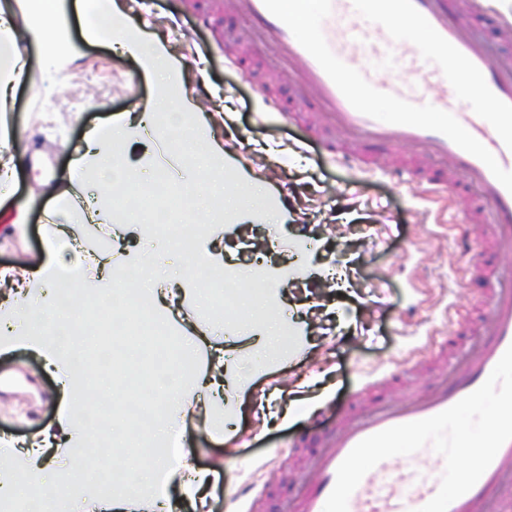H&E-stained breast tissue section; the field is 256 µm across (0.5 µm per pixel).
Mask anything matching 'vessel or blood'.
<instances>
[{"instance_id": "vessel-or-blood-1", "label": "vessel or blood", "mask_w": 512, "mask_h": 512, "mask_svg": "<svg viewBox=\"0 0 512 512\" xmlns=\"http://www.w3.org/2000/svg\"><path fill=\"white\" fill-rule=\"evenodd\" d=\"M235 7L253 34L288 62L296 88L318 99L322 122L308 127L311 138L329 150L335 136L347 138L352 148L344 163L355 167L370 161V146L393 152L411 146L393 166L394 175L410 177L423 168L426 183L444 188L464 179L476 196L464 222L486 225L480 250L512 245V54L491 58L470 34L473 21L492 13V0H319L307 35L293 31L280 0H235ZM394 16L411 29L399 41L387 31ZM398 60L406 76L379 79V71ZM434 82L445 83V93L421 106L414 86ZM462 85L481 109L460 110ZM382 100L389 101V109L379 108ZM476 273L491 297V317L447 382L425 396L363 411L356 408L358 392H351L335 435L315 458L314 478L303 484L288 512H323L339 465L361 440L439 414L487 380L512 346V285H503L493 266ZM430 457L435 467L427 475L418 462ZM444 466L428 446L408 456L401 469L384 460L364 476L348 512H417L437 493ZM448 512H512V440Z\"/></svg>"}]
</instances>
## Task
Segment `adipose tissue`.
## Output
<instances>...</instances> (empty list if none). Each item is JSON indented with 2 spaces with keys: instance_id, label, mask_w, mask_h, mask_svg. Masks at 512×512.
<instances>
[{
  "instance_id": "ef3b65f1",
  "label": "adipose tissue",
  "mask_w": 512,
  "mask_h": 512,
  "mask_svg": "<svg viewBox=\"0 0 512 512\" xmlns=\"http://www.w3.org/2000/svg\"><path fill=\"white\" fill-rule=\"evenodd\" d=\"M73 12L86 41L116 42L124 55L159 72L160 80L154 99L144 106L148 122L122 118L87 131L72 167L84 175L95 174L99 191L79 205L72 201L70 191L56 196L58 212L77 213V220L45 226L43 258L36 266L17 275L0 270V280L13 287L11 297L0 301V353L35 355L56 376L60 394L57 417L49 429L34 433L21 447L7 440L0 450V456L13 462L12 467L0 468V494L28 490L35 496L37 512H133L142 504L149 512H173L172 491L177 488L191 512H211L212 473L196 469L186 453L170 454L168 440L191 414L212 433L228 434L240 400L263 370L259 364L243 369L238 360L225 357L224 320L199 319L207 299L202 279L224 276L221 240L209 231L195 235L191 258L179 276L173 277L168 273L172 251L156 225L139 226L144 247L114 250L90 246L86 228L107 224L113 238L124 236L126 221L116 220L102 198L120 189L141 188L142 183L137 172L120 161L114 145L169 130L179 132V152L199 175L198 181H176L172 187L196 209L211 213L220 200L225 212L233 215L265 216L272 221L287 220L288 215L278 206L246 210L240 200L225 194V179L246 191L256 188L258 182L242 177L239 170L225 168L224 143L213 132L223 120L222 113L199 110L186 86L182 63L172 56L165 41L151 37L145 25L134 21L117 0H76L72 6L67 0L0 4V112L13 105L15 90L25 74L28 45L55 50L56 36ZM67 248L77 253L76 261L61 260L60 254ZM125 273L138 274L140 293L152 319L177 341L176 367L147 381L142 389L144 400L157 409L144 450L134 431L123 430L115 420L117 403L128 395L124 382L104 383L89 414L77 412L86 388V369L76 350L92 345L95 336L78 333L83 309L69 298L73 289L88 285L97 302L111 303L115 283ZM280 300V289H271V310ZM271 310L248 317L245 324L246 329L263 336L266 349L278 348L291 339L302 340V323L277 320ZM95 446L108 447L110 456L122 460L126 469L123 480L104 484L89 462L82 472H75L76 457Z\"/></svg>"
}]
</instances>
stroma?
Returning <instances> with one entry per match:
<instances>
[{
  "mask_svg": "<svg viewBox=\"0 0 512 512\" xmlns=\"http://www.w3.org/2000/svg\"><path fill=\"white\" fill-rule=\"evenodd\" d=\"M225 0H146L145 17L185 64V80L203 111L227 108L225 162L265 179L288 210L283 224L225 219L224 265L243 288L261 289L262 262L289 268L298 261L306 277L283 282L282 316L307 324L304 346L272 364L243 397L236 430L213 439L187 420L182 446L200 468L215 471L213 512H235L238 498L254 496V512H286L301 480L312 478V456L338 406L362 386V406L397 404L426 394L448 373L437 347L454 339L472 344L491 305L472 267L489 263L512 272V248L488 255L461 246V220L472 194L428 188L418 179L391 177V156L369 168L329 160L304 128L267 112L264 101L315 116L301 100L288 67L261 46ZM68 38L77 52L57 68L40 45L27 48L25 79L6 120L21 135L25 158L8 204L23 207L27 222L16 232L0 220V267L33 266L42 258L41 228L54 208L48 176L68 175L86 132L111 118L136 112L154 98L157 77L121 56L114 45L87 43L77 20ZM13 373L11 393L0 392V435L17 439L51 424L58 384L33 355L0 356V376ZM322 394L318 408L300 405L294 418L277 419L289 390Z\"/></svg>",
  "mask_w": 512,
  "mask_h": 512,
  "instance_id": "35a3bbf8",
  "label": "stroma"
}]
</instances>
